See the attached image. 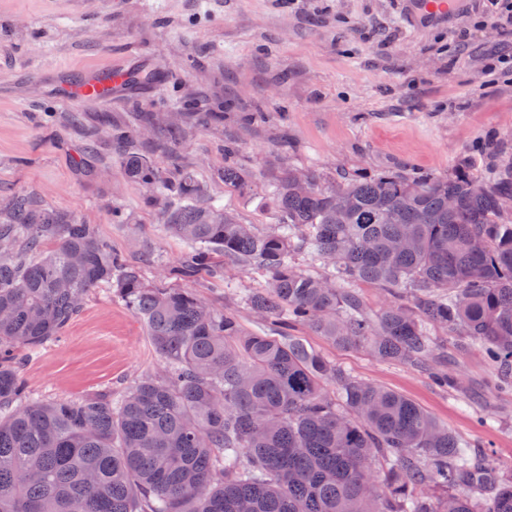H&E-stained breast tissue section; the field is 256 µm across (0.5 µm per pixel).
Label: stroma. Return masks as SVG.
Wrapping results in <instances>:
<instances>
[{"label":"stroma","mask_w":512,"mask_h":512,"mask_svg":"<svg viewBox=\"0 0 512 512\" xmlns=\"http://www.w3.org/2000/svg\"><path fill=\"white\" fill-rule=\"evenodd\" d=\"M503 23L494 0H462L443 16L418 14L413 0H0V200L23 193L96 225L156 282L186 246L124 174L130 147L165 175L191 172L215 205L264 230L278 213L225 186V163L258 182L288 167L326 179L462 168L485 180L491 164L512 162V33ZM117 65L151 79L109 104L53 89L58 77ZM257 112L265 121H253ZM230 140L237 151L228 156ZM231 276L234 294L203 279L194 286L252 323L240 292L265 277ZM432 336L456 386L318 336L309 342L511 469L512 391L492 385L478 349L458 352L441 327ZM160 369L142 322L97 290L58 339L24 355L20 376L35 398L75 399L120 395Z\"/></svg>","instance_id":"obj_1"}]
</instances>
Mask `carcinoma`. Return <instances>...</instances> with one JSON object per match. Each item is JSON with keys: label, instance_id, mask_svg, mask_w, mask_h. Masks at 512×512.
I'll list each match as a JSON object with an SVG mask.
<instances>
[{"label": "carcinoma", "instance_id": "carcinoma-1", "mask_svg": "<svg viewBox=\"0 0 512 512\" xmlns=\"http://www.w3.org/2000/svg\"><path fill=\"white\" fill-rule=\"evenodd\" d=\"M187 250L171 283L148 281L96 226L16 194L0 204V512H512V473L404 395L356 378L290 334L419 368L455 385L430 335L478 347L512 387V167L486 183L449 176L294 170L267 183L224 166V185L280 216L265 231L214 206L190 172L159 197V167L129 150ZM308 256L331 268L298 266ZM250 267L245 303L276 335L246 328L183 282ZM359 282L390 301L367 312ZM143 323L162 372L114 398L35 400L20 355L56 339L96 288Z\"/></svg>", "mask_w": 512, "mask_h": 512}]
</instances>
